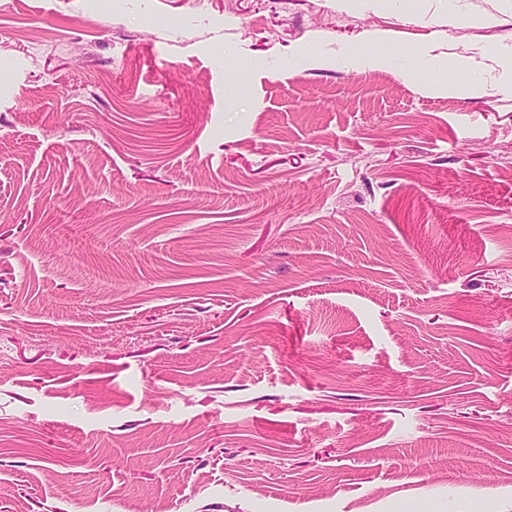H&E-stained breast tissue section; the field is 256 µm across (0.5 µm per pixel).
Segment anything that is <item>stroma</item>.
I'll list each match as a JSON object with an SVG mask.
<instances>
[{"label": "stroma", "instance_id": "stroma-1", "mask_svg": "<svg viewBox=\"0 0 512 512\" xmlns=\"http://www.w3.org/2000/svg\"><path fill=\"white\" fill-rule=\"evenodd\" d=\"M502 43L512 0H0V512H512ZM365 42L368 48L359 54L363 64L378 66L382 64L388 55L389 37L385 32L373 31L366 35Z\"/></svg>", "mask_w": 512, "mask_h": 512}]
</instances>
